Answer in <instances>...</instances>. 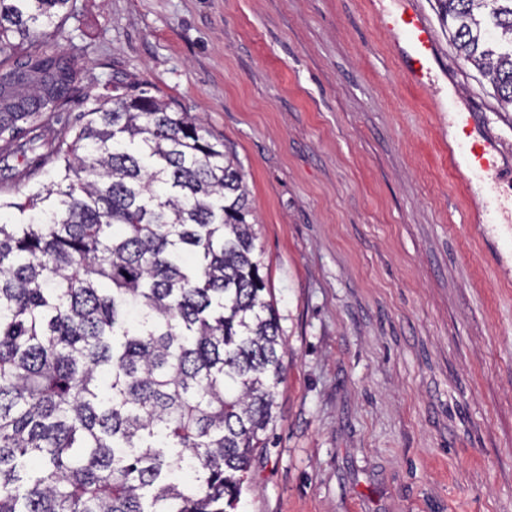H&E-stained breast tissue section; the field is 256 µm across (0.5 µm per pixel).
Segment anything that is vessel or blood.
I'll use <instances>...</instances> for the list:
<instances>
[{
	"mask_svg": "<svg viewBox=\"0 0 512 512\" xmlns=\"http://www.w3.org/2000/svg\"><path fill=\"white\" fill-rule=\"evenodd\" d=\"M399 13L383 16L382 24L394 64L405 81L414 87L435 83L443 68L439 62L438 35L417 0H401ZM456 133L448 142V162L466 181H480L488 188L483 212L474 224L479 238L495 237L499 248L512 247V196L502 193L503 183L512 184V165L500 161L501 151L488 137H476V113L457 112Z\"/></svg>",
	"mask_w": 512,
	"mask_h": 512,
	"instance_id": "1",
	"label": "vessel or blood"
}]
</instances>
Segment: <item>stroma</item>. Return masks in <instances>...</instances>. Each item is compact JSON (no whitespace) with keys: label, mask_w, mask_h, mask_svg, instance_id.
Returning <instances> with one entry per match:
<instances>
[{"label":"stroma","mask_w":512,"mask_h":512,"mask_svg":"<svg viewBox=\"0 0 512 512\" xmlns=\"http://www.w3.org/2000/svg\"><path fill=\"white\" fill-rule=\"evenodd\" d=\"M398 0H75L48 50L197 115L240 160L286 344L267 460L236 512H512V254L469 233L448 167L473 105L512 164V111L457 53L456 96L406 85Z\"/></svg>","instance_id":"35a3bbf8"}]
</instances>
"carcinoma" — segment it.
Returning a JSON list of instances; mask_svg holds the SVG:
<instances>
[{
  "instance_id": "cac0c4a2",
  "label": "carcinoma",
  "mask_w": 512,
  "mask_h": 512,
  "mask_svg": "<svg viewBox=\"0 0 512 512\" xmlns=\"http://www.w3.org/2000/svg\"><path fill=\"white\" fill-rule=\"evenodd\" d=\"M71 0H0V512H234L284 344L236 156L136 81L60 115ZM512 109V0H438Z\"/></svg>"
}]
</instances>
